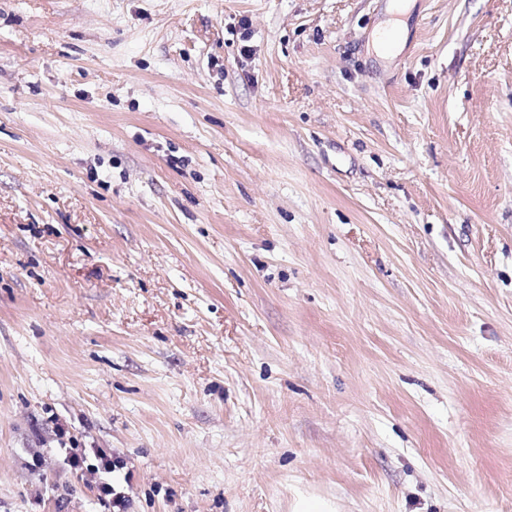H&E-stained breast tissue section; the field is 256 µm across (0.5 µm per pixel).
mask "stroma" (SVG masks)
<instances>
[{
	"instance_id": "stroma-1",
	"label": "stroma",
	"mask_w": 512,
	"mask_h": 512,
	"mask_svg": "<svg viewBox=\"0 0 512 512\" xmlns=\"http://www.w3.org/2000/svg\"><path fill=\"white\" fill-rule=\"evenodd\" d=\"M410 2L0 0V512H512V0ZM57 442L67 451L64 463L90 489L108 512L117 508V512L128 507V497L117 492L112 485L111 474L120 461L112 460V451L108 448H79V442L72 437L60 423L54 428ZM69 445L70 448H66ZM92 461V462H91ZM339 505L315 495H299L294 504V512H339Z\"/></svg>"
}]
</instances>
